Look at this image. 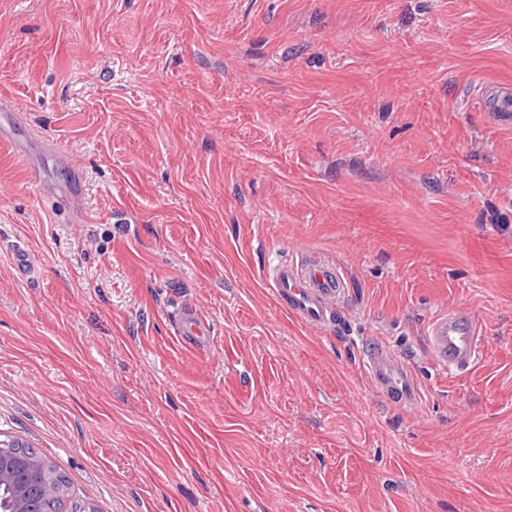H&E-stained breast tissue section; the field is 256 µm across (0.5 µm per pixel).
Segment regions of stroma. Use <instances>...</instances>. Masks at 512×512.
<instances>
[{
	"label": "stroma",
	"mask_w": 512,
	"mask_h": 512,
	"mask_svg": "<svg viewBox=\"0 0 512 512\" xmlns=\"http://www.w3.org/2000/svg\"><path fill=\"white\" fill-rule=\"evenodd\" d=\"M509 91L512 0H0V435L96 512H512ZM282 256L342 273L333 327ZM454 310L484 345L448 373ZM266 280L273 295L286 305L288 314L315 331L333 321L347 297L343 277L318 261H278L269 269ZM179 324L183 334L202 336L204 323L199 309L193 305H184L179 310ZM480 328L468 312L455 311L436 316L429 324L426 341L434 363L448 372L473 365L481 350ZM361 367L373 391L406 411H419L423 395L409 366L388 345L375 343L361 354Z\"/></svg>",
	"instance_id": "stroma-1"
}]
</instances>
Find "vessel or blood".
I'll return each mask as SVG.
<instances>
[{
  "label": "vessel or blood",
  "mask_w": 512,
  "mask_h": 512,
  "mask_svg": "<svg viewBox=\"0 0 512 512\" xmlns=\"http://www.w3.org/2000/svg\"><path fill=\"white\" fill-rule=\"evenodd\" d=\"M267 281L273 295L289 315L309 329L319 331L331 323L346 301L343 277L328 264L284 259L274 264ZM183 333L199 336L204 323L196 306L179 310ZM480 328L464 311L442 313L429 324L426 341L434 363L449 371L473 365L480 354ZM361 367L373 391L391 404L414 412L423 395L409 366L388 345L375 343L361 354Z\"/></svg>",
  "instance_id": "vessel-or-blood-1"
}]
</instances>
